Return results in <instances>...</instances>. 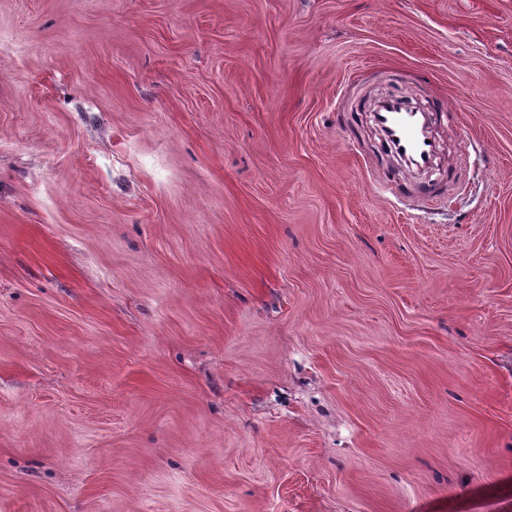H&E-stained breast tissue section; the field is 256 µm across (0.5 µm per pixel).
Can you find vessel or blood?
Returning a JSON list of instances; mask_svg holds the SVG:
<instances>
[{
	"label": "vessel or blood",
	"mask_w": 512,
	"mask_h": 512,
	"mask_svg": "<svg viewBox=\"0 0 512 512\" xmlns=\"http://www.w3.org/2000/svg\"><path fill=\"white\" fill-rule=\"evenodd\" d=\"M367 109L394 157L415 170L435 165L439 141L425 108L404 96L390 95L368 102Z\"/></svg>",
	"instance_id": "b4317fda"
}]
</instances>
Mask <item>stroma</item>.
I'll use <instances>...</instances> for the list:
<instances>
[{
	"label": "stroma",
	"instance_id": "1",
	"mask_svg": "<svg viewBox=\"0 0 512 512\" xmlns=\"http://www.w3.org/2000/svg\"><path fill=\"white\" fill-rule=\"evenodd\" d=\"M0 512H512V0H0ZM382 140L390 153L414 170L435 165L439 141L422 108L401 95H390L367 103Z\"/></svg>",
	"mask_w": 512,
	"mask_h": 512
}]
</instances>
